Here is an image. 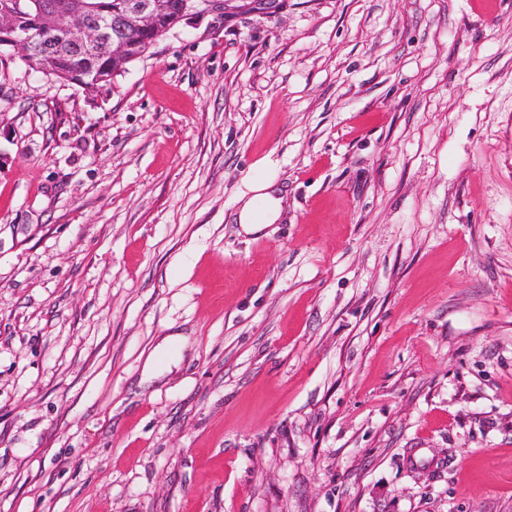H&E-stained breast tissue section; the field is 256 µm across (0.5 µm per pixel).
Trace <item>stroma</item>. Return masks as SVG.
<instances>
[{
    "instance_id": "1",
    "label": "stroma",
    "mask_w": 512,
    "mask_h": 512,
    "mask_svg": "<svg viewBox=\"0 0 512 512\" xmlns=\"http://www.w3.org/2000/svg\"><path fill=\"white\" fill-rule=\"evenodd\" d=\"M0 512H512V0L0 55ZM255 195L247 200L238 215V222L246 230L260 229L259 225L271 224L280 215L283 197L279 196L272 181H261L253 189ZM262 206L261 211L258 207Z\"/></svg>"
}]
</instances>
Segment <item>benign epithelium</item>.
<instances>
[{
	"label": "benign epithelium",
	"mask_w": 512,
	"mask_h": 512,
	"mask_svg": "<svg viewBox=\"0 0 512 512\" xmlns=\"http://www.w3.org/2000/svg\"><path fill=\"white\" fill-rule=\"evenodd\" d=\"M275 0H183L180 17L219 13L227 15L238 9L271 5ZM96 20L67 29L66 38L78 48L87 49L99 58L118 57L127 52L129 44L117 32H110L108 18L101 15L99 7ZM165 13L162 0H128L124 5L126 19L140 31L156 32L161 16ZM57 24L52 20L51 7L41 8L30 14L21 6L0 9V42L27 55L31 50H47L56 42Z\"/></svg>",
	"instance_id": "7a95c632"
}]
</instances>
